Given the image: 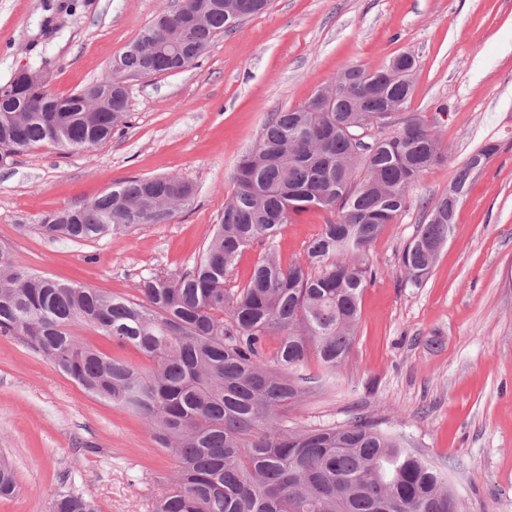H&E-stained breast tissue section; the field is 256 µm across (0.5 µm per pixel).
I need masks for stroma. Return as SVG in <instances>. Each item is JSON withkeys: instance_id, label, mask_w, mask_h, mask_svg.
<instances>
[{"instance_id": "stroma-1", "label": "stroma", "mask_w": 512, "mask_h": 512, "mask_svg": "<svg viewBox=\"0 0 512 512\" xmlns=\"http://www.w3.org/2000/svg\"><path fill=\"white\" fill-rule=\"evenodd\" d=\"M177 0H0V83L44 68L56 95L109 71ZM415 56L410 109L434 120L448 159L408 194L373 244L353 350L336 385L288 412L331 425L362 415L400 431L448 476L460 512H512V0H271L217 37L198 63L131 80L128 125L91 150L44 144L0 167V245L61 283L137 296L141 280L186 271L220 220L242 152L268 113L305 103L346 67ZM498 152L460 201L428 277L411 286L398 257L457 169L486 142ZM176 175L195 200L169 223L75 242L38 228L43 214L90 201L130 178ZM320 211L254 243L226 277L243 287L267 248L302 258ZM18 494L0 512H52L75 493L98 512H153L173 464L136 416L62 374L27 341L0 335V457Z\"/></svg>"}]
</instances>
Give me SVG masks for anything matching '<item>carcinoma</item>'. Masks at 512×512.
<instances>
[{"instance_id":"cac0c4a2","label":"carcinoma","mask_w":512,"mask_h":512,"mask_svg":"<svg viewBox=\"0 0 512 512\" xmlns=\"http://www.w3.org/2000/svg\"><path fill=\"white\" fill-rule=\"evenodd\" d=\"M269 0H180L144 27L120 68L67 97L47 84L0 85V166L50 143L89 150L128 120L126 74L185 70L218 36ZM416 60L401 53L370 71L348 67L303 105L268 114L244 152L220 223L190 270L149 277L139 296H110L21 268L0 246V335L23 336L92 395L144 419L173 462L155 512H452L444 473L396 431L357 417L342 425H288L285 410L330 387L352 352L359 301L372 279L368 252L405 209L410 188L447 153L426 116L409 112ZM499 150L487 143L425 204L400 254L407 279L428 275L448 240L460 197ZM193 186L178 176L123 181L79 207L45 214L41 230L71 241L167 224ZM327 217L306 255L283 266L268 250L237 290L224 278L256 242L302 213ZM88 326L145 356V367L83 342ZM277 338L272 356L268 340ZM316 360L323 374L308 373ZM17 484L0 463V496ZM55 512H95L80 494Z\"/></svg>"}]
</instances>
